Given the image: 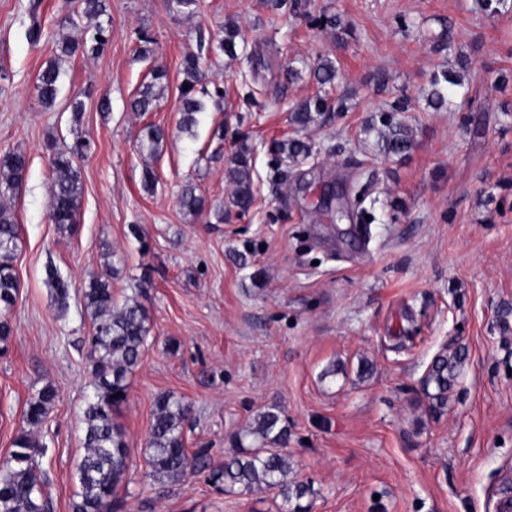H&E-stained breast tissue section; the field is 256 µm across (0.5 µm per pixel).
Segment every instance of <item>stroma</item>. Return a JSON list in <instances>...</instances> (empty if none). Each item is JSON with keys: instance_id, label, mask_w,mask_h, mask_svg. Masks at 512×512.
Instances as JSON below:
<instances>
[{"instance_id": "1", "label": "stroma", "mask_w": 512, "mask_h": 512, "mask_svg": "<svg viewBox=\"0 0 512 512\" xmlns=\"http://www.w3.org/2000/svg\"><path fill=\"white\" fill-rule=\"evenodd\" d=\"M29 4L0 0V152L28 161L23 190L5 201L20 226L19 289L9 350L0 353V456L24 426L26 401L53 384L36 457L49 512H71L79 489L94 332L80 287L107 267L119 303L141 278L152 281L137 295L150 337L115 414L130 451L118 512H277L274 492H222L208 479L237 434L270 408L288 427L291 478L314 489L309 512H495L512 476V329L500 325L512 306V12L489 19L474 0H311V13L329 9L352 24L339 46L265 0H200L193 14L174 0H108V48L62 61L61 91L47 108L34 84L68 9L42 0L46 40L33 46ZM230 21L244 34L234 59L218 48ZM447 23L471 58L472 102L460 113L424 101L431 74L455 64L436 41ZM142 32L157 41L146 60L136 52ZM190 51L201 52L226 94L204 98L183 129L181 62ZM325 56L339 69L347 110L307 131L317 164L272 180L270 143L291 135L289 104L314 91L288 71L304 73ZM155 68L168 87L154 112L135 114L129 103ZM500 69L509 78L496 86L488 74ZM401 92L415 145L383 158L360 142L361 124ZM151 122L167 131L153 157L136 141ZM242 135L258 200L225 219L227 163ZM84 140L93 151L78 162L81 207L68 233L50 220V158ZM147 165L157 176L150 191ZM366 181L369 227L338 220L321 202L329 185ZM188 183L206 200L201 215L178 204ZM134 224L144 240L131 235ZM51 267L73 284L67 305L47 283ZM458 345L468 353L464 371L445 412L433 414L424 376L438 352ZM163 393L189 404L186 446L203 454L165 494L143 461Z\"/></svg>"}]
</instances>
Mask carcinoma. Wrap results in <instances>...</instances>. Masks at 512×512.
I'll use <instances>...</instances> for the list:
<instances>
[{
  "label": "carcinoma",
  "mask_w": 512,
  "mask_h": 512,
  "mask_svg": "<svg viewBox=\"0 0 512 512\" xmlns=\"http://www.w3.org/2000/svg\"><path fill=\"white\" fill-rule=\"evenodd\" d=\"M479 10L488 18H495L512 11V0H475ZM72 12L62 20V26L76 24L75 17L94 22L92 32L85 39L64 36L54 43V56L46 62L35 82L39 101L52 106L60 92V61L76 55L102 54L109 44L108 29L100 21L107 14V0H70ZM272 10H287L302 16L317 27L329 31L333 38L344 40L349 28L337 12L326 10L314 17L308 11V0H267ZM30 24L26 36L36 46L43 38V28L38 15V3L29 8ZM239 36L234 23L225 24V37L219 49L236 54L235 39ZM443 48L454 55L458 70H442L431 75L426 108L436 112L448 108L457 96L467 97L468 83L465 74L470 60L467 53L457 46L452 26H446L438 36ZM184 83L181 91L182 120L184 128L195 123L194 114L203 107L201 97H224L220 83L207 82L201 65V56L187 53L182 59ZM309 81L317 85V92L293 101L289 106V120L297 132L329 125L346 110L344 99L330 93L338 78L335 61L320 59L309 68ZM167 74L159 69L151 71V81L143 86L130 103L131 111L141 115L153 110L155 102L167 88ZM405 97L400 96L390 104L378 108L363 122L362 143L373 142L376 154L389 158L405 156L414 146V130L405 121ZM165 139L164 130L155 125H145L137 135L139 148L150 156L158 153ZM92 150L88 142L77 143L68 150L53 153L50 165L53 173L49 187L51 197L50 220L63 228H73L81 203V183L78 160ZM317 153L315 143L298 136H289L273 142L270 148V168L281 176L283 164L292 169L302 165ZM227 177L233 185L229 205L237 214L247 213L256 202L252 175V149L247 141L237 145ZM28 163L24 154L5 151L0 154V193L18 194L26 180ZM179 205L183 211L198 215L205 209V199L190 184L183 187ZM19 239V225L5 208L0 209V350L5 351L12 333L9 313L18 291L14 272V252ZM47 283L57 300L66 304L71 283L57 270L50 268ZM85 309L94 323L91 341L93 360L90 391L82 409L84 455L77 465L80 491L71 504V512H112V503L119 486L125 481L129 468V448L123 427L114 419V413L127 400L130 379L137 368L147 343L148 316L134 297L118 304L112 296V285L105 275L89 278L83 289ZM466 359L465 351L454 347L437 354L424 378L423 394L428 408L441 414L448 407V393L460 376ZM57 391L48 383L26 402L23 422L26 428L13 440V450L0 457V512H48L49 503L44 497L34 460L37 442L32 429L42 425L55 404ZM189 417V407L183 400L170 393L159 395L154 402L146 448L145 469L153 484L166 490L181 482L190 469L200 463L202 454L189 456L185 446L184 427ZM250 439L252 447L239 446L224 464L210 472L209 480L226 491L238 488L251 493L255 490H274L280 498L278 512H308L304 500L313 496L308 483L288 480V457L280 446L288 441V427L283 425L278 413L268 409L258 415L256 426L244 431L240 440Z\"/></svg>",
  "instance_id": "obj_1"
}]
</instances>
